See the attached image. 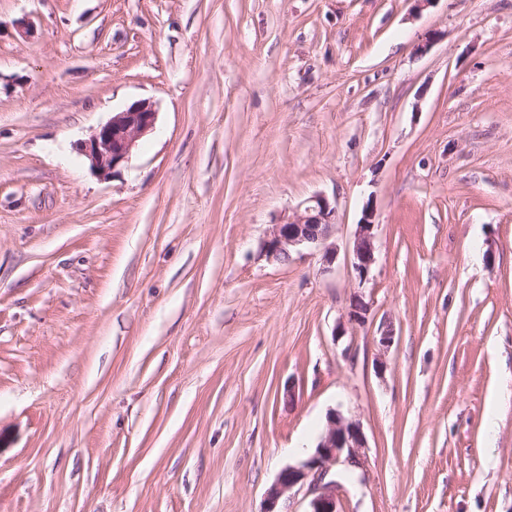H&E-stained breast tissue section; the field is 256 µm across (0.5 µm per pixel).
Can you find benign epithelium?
I'll use <instances>...</instances> for the list:
<instances>
[{
    "label": "benign epithelium",
    "mask_w": 512,
    "mask_h": 512,
    "mask_svg": "<svg viewBox=\"0 0 512 512\" xmlns=\"http://www.w3.org/2000/svg\"><path fill=\"white\" fill-rule=\"evenodd\" d=\"M157 111L153 102L139 100L125 110L116 112L105 124L81 144L80 151L91 168L100 176H109L116 168L126 164L137 142L156 125ZM376 214L371 203H366L356 224L352 249L348 259L351 272L358 285H364L375 264ZM336 228V207L322 196H314L301 203L293 216L274 225L263 243L264 256L273 261L289 259L290 252L300 249L323 250L324 269L331 268L336 260V247L329 243ZM368 304L361 297L353 299L348 311V321L365 322ZM366 447V437L361 424L344 418L338 411L327 415V428L312 452L303 460L287 465L266 493L262 512H279L281 498L295 488H307L311 496L309 512H340L337 481L323 482L329 465L345 458L357 464L360 451Z\"/></svg>",
    "instance_id": "obj_1"
}]
</instances>
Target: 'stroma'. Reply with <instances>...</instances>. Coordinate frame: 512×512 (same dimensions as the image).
Instances as JSON below:
<instances>
[{"label": "stroma", "mask_w": 512, "mask_h": 512, "mask_svg": "<svg viewBox=\"0 0 512 512\" xmlns=\"http://www.w3.org/2000/svg\"><path fill=\"white\" fill-rule=\"evenodd\" d=\"M141 99L99 176L80 143ZM315 195L331 271L267 260ZM501 386L512 0H0V512H261L332 410L343 512H512ZM156 119L153 102L136 101L99 126L80 151L97 174L107 177L129 161L137 142L154 130ZM377 227L374 207L368 201L363 207L362 216L356 225L352 249L348 254L351 272L355 280L358 281L359 287L369 280L371 269L376 261L374 241Z\"/></svg>", "instance_id": "35a3bbf8"}]
</instances>
